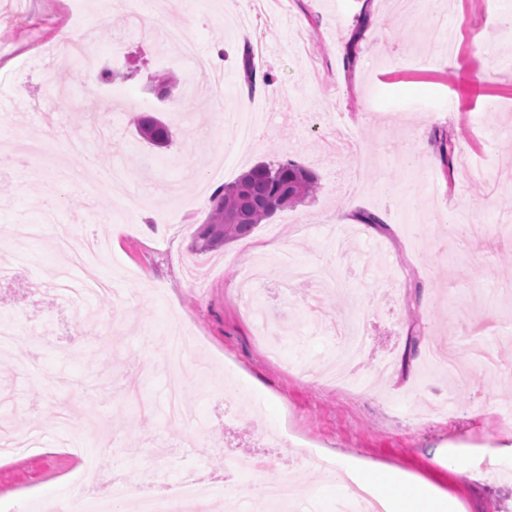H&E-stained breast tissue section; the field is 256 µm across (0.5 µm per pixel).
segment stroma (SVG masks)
Masks as SVG:
<instances>
[{"label": "stroma", "instance_id": "stroma-1", "mask_svg": "<svg viewBox=\"0 0 512 512\" xmlns=\"http://www.w3.org/2000/svg\"><path fill=\"white\" fill-rule=\"evenodd\" d=\"M246 6L115 0L106 13L100 0H0V49L18 50L0 60V143L43 141L61 156L57 169L41 157L0 169V261L15 273L0 283V318L34 329L0 355V423L22 443L0 455V512L67 501L80 473L73 448L93 461L92 500L146 467L158 493L205 476L252 500L264 477L225 474L233 453L290 464L299 512H336V488L311 461L323 452L395 469L404 494L430 485L454 512H512V180L495 177L512 168V0H453L445 24L457 47L434 56L444 36L426 6L401 17L392 0H289L254 22L255 40L275 50L254 58L271 81L252 91L246 43L228 30ZM63 26L118 79L98 83L75 57L59 58ZM175 29L224 78L179 87L176 137L159 162L133 118L155 105L148 75L192 70L178 50L159 51ZM251 97L269 121L241 155L221 116ZM330 112L351 140L340 155L322 142ZM47 125L68 137L45 138ZM260 161L312 170L314 197L219 251L192 253L212 211L207 190ZM116 167L131 194L152 199L142 222L115 214L102 174ZM48 211L106 243L76 267L109 293L72 304L50 289L73 263L52 245ZM362 211L385 229L361 224ZM286 245L299 261L334 265L342 290L281 288ZM325 314L367 331L348 391L317 376L339 346ZM180 325L192 338L182 376L193 432L165 410L163 344ZM435 346L468 362L467 384L431 366ZM60 406L66 423L45 433ZM196 432L210 437V454L190 451Z\"/></svg>", "mask_w": 512, "mask_h": 512}]
</instances>
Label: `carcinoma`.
Returning <instances> with one entry per match:
<instances>
[{
	"label": "carcinoma",
	"instance_id": "carcinoma-1",
	"mask_svg": "<svg viewBox=\"0 0 512 512\" xmlns=\"http://www.w3.org/2000/svg\"><path fill=\"white\" fill-rule=\"evenodd\" d=\"M134 123L139 137L153 146L172 139L169 126L155 113L142 111ZM316 188L315 174L296 163H258L224 186L192 249L208 252L245 237L277 209L313 196Z\"/></svg>",
	"mask_w": 512,
	"mask_h": 512
}]
</instances>
